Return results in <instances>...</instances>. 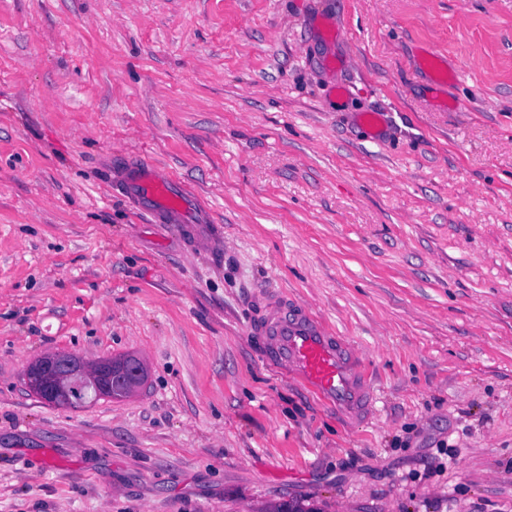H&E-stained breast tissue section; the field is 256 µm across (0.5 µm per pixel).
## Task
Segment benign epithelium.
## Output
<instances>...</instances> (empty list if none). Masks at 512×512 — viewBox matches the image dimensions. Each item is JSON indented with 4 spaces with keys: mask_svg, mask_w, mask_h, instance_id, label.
<instances>
[{
    "mask_svg": "<svg viewBox=\"0 0 512 512\" xmlns=\"http://www.w3.org/2000/svg\"><path fill=\"white\" fill-rule=\"evenodd\" d=\"M27 371L34 377H43L44 386L35 381L28 382L31 389L40 396L50 398L61 388L64 381L79 374L103 387L117 378L123 385L124 396L129 397L138 392L147 380L148 370L145 361L135 355L111 357L97 361H86L71 353H48L27 366Z\"/></svg>",
    "mask_w": 512,
    "mask_h": 512,
    "instance_id": "obj_1",
    "label": "benign epithelium"
}]
</instances>
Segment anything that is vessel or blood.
I'll list each match as a JSON object with an SVG mask.
<instances>
[{
    "label": "vessel or blood",
    "mask_w": 512,
    "mask_h": 512,
    "mask_svg": "<svg viewBox=\"0 0 512 512\" xmlns=\"http://www.w3.org/2000/svg\"><path fill=\"white\" fill-rule=\"evenodd\" d=\"M112 174L123 194L155 221L183 224L193 218L204 224L210 220L194 189L152 162L118 159ZM254 331L264 338L272 366L301 380L345 419L369 414L371 382L355 348L304 304L275 297Z\"/></svg>",
    "instance_id": "b4317fda"
}]
</instances>
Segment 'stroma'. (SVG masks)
I'll return each instance as SVG.
<instances>
[{"label": "stroma", "instance_id": "stroma-1", "mask_svg": "<svg viewBox=\"0 0 512 512\" xmlns=\"http://www.w3.org/2000/svg\"><path fill=\"white\" fill-rule=\"evenodd\" d=\"M275 292L358 348L368 419L267 363ZM52 352L148 380L58 407ZM283 501L512 512V0H0V512ZM112 174L122 193L156 222L185 224L190 216L200 222L197 224L211 222L209 212L194 189L152 162L116 159Z\"/></svg>", "mask_w": 512, "mask_h": 512}]
</instances>
